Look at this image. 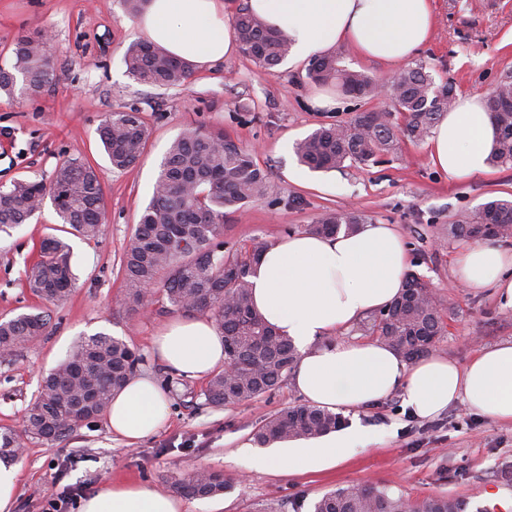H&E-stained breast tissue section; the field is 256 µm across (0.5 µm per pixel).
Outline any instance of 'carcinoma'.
<instances>
[{"instance_id":"carcinoma-1","label":"carcinoma","mask_w":512,"mask_h":512,"mask_svg":"<svg viewBox=\"0 0 512 512\" xmlns=\"http://www.w3.org/2000/svg\"><path fill=\"white\" fill-rule=\"evenodd\" d=\"M233 28L243 53L268 71L291 53L288 33L266 27L246 7L235 14ZM14 56L13 71L0 68L1 90L13 91L18 74L31 89L52 81L49 44L42 33L19 39ZM126 65L136 82L155 87L182 85L193 74L191 64L148 44L133 45ZM308 78L317 84L334 82L357 99L378 98L376 79L342 67L334 55L315 58ZM392 88L393 111L372 110L346 125L315 129L294 144L299 162L314 171L341 169L348 161L377 164L396 150L401 139L423 141L448 111L455 94L450 83L435 86L421 64L398 73ZM489 110L497 128L490 163L512 166V80L499 81ZM99 134L112 168L124 170L139 161L148 129L142 113L131 109L106 113ZM268 190V174L252 152L221 131L189 128L170 143L151 201L123 256L121 306L132 312L147 308L152 298L146 288L156 285L171 310L207 314L222 331L224 355L235 371L221 370L207 381L203 395L213 407L232 406L278 390L299 361L292 341L269 326L253 305L249 276L269 245L258 242L243 252L224 254V218L265 197ZM47 201L73 234L85 238L99 234L105 219L99 176L92 166L73 161L62 163L48 185L17 181L0 190V232L26 223ZM361 223L359 213L329 210L308 231L334 236ZM448 234L459 240L477 234L498 241L512 238V200L484 203L471 217L449 225ZM26 276L41 304L0 321V354L12 356L42 335L50 321L45 306L70 294L74 275L69 245L57 237L43 239ZM369 330L412 361L429 353L443 335L442 308L435 304L429 285L408 273L404 290L372 318ZM142 362L143 357L124 340L108 334L98 332L78 340L43 378L38 395L25 409L24 433L56 442L96 422ZM343 422L341 415L327 409L288 406L262 420L253 439L263 446L308 439L334 431ZM19 448L15 431H0V460L17 458ZM229 487L222 473L211 471L174 485L176 491L198 498L222 494ZM313 512H466V503L448 495L412 499L387 487L360 485L323 494L314 502Z\"/></svg>"}]
</instances>
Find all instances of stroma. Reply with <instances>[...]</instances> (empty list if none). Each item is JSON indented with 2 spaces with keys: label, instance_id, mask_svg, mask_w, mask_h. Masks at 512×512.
<instances>
[{
  "label": "stroma",
  "instance_id": "obj_1",
  "mask_svg": "<svg viewBox=\"0 0 512 512\" xmlns=\"http://www.w3.org/2000/svg\"><path fill=\"white\" fill-rule=\"evenodd\" d=\"M433 7L434 35L413 63L423 64L436 84L489 96L500 76L512 73V0H433ZM135 22L124 0H0V67L11 69L17 40L39 30L53 35L54 67L52 83L39 91H0V188L20 180L51 182L55 169L69 160L96 167L105 199V222L93 239L63 233L49 203L11 234L0 233V320L35 305L25 271L44 237H63L76 277L68 297L49 305L46 334L0 361V429L20 430L42 374L84 335L103 331L122 338L143 356L141 374L159 382L167 375L152 338L176 314L158 296L143 312L122 307L120 263L170 143L189 126L223 131L253 151L269 174L268 195L225 222V249L273 246L306 230L324 211H357L368 222L395 225L409 249L410 272L450 307L435 351L463 365L481 350L512 342V309H503L492 291L464 287L455 272L461 244L448 234L449 225L483 203L512 199V167L493 166L452 181L432 165L427 143L404 139L375 166L309 170L294 153L297 140L367 110L391 109V100L345 96L337 109H323L314 102L319 85L306 77L308 62L290 58L270 74L242 53L195 68L177 87L143 85L125 64L127 49L143 40ZM132 108L143 113L149 134L139 162L120 171L107 159L99 127L106 113ZM202 386L192 379L177 387L168 396L165 426L130 446L113 440L102 421L53 444L25 439L13 512H43L44 492L55 482L83 487L89 496L125 481L170 494L175 482L200 470L223 472L231 487L211 498H185V512H312L325 492L364 484L387 485L414 498L456 496L466 501V512H487L494 502L500 512H512V423L479 415L466 404L418 419L397 391L345 413V421H360L370 439L336 469L257 473L236 451L264 418L301 403L293 383L226 407L204 404Z\"/></svg>",
  "mask_w": 512,
  "mask_h": 512
}]
</instances>
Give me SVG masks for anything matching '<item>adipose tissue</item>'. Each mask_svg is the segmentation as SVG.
I'll list each match as a JSON object with an SVG mask.
<instances>
[{"instance_id":"ef3b65f1","label":"adipose tissue","mask_w":512,"mask_h":512,"mask_svg":"<svg viewBox=\"0 0 512 512\" xmlns=\"http://www.w3.org/2000/svg\"><path fill=\"white\" fill-rule=\"evenodd\" d=\"M268 27L288 32L292 53L303 61L338 45L362 59L389 65L410 60L432 36V0H249ZM149 42L172 56L211 67L236 56L240 44L224 0H147L137 20ZM495 127L482 95L457 94L429 139L434 165L449 179L486 173ZM456 271L471 291L494 289L501 307L512 308V247L485 242L462 248ZM409 267L404 239L390 224H365L353 233L323 237L295 232L267 249L251 277L253 301L265 321L292 339L301 357L294 384L312 406L357 410L403 391L411 415L427 419L463 401L476 413L512 422V342L458 365L444 354L409 363L377 340L335 342V332L370 311L387 307L401 291ZM160 361L194 379L223 369L224 338L212 319L180 318L153 338ZM168 417L165 391L137 376L112 397L109 431L129 444L160 430ZM366 431L360 425L249 453L258 472L318 473L344 462ZM177 497L144 482L115 483L82 500L80 512H182Z\"/></svg>"}]
</instances>
